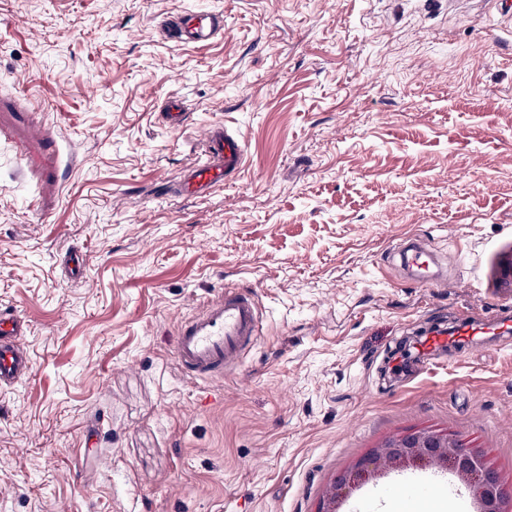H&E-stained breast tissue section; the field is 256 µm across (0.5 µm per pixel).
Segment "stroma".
Segmentation results:
<instances>
[{
  "instance_id": "35a3bbf8",
  "label": "stroma",
  "mask_w": 512,
  "mask_h": 512,
  "mask_svg": "<svg viewBox=\"0 0 512 512\" xmlns=\"http://www.w3.org/2000/svg\"><path fill=\"white\" fill-rule=\"evenodd\" d=\"M197 9L222 36L158 34ZM215 123L244 169L178 196ZM511 256L512 0H0V307L32 360L0 389V512H317L414 431L511 482L512 335L388 369L405 337L512 311ZM227 286L264 335L234 374L183 377L178 325ZM397 480L343 512H469L451 476L402 507ZM402 263L414 273L415 280L426 287L437 278L434 270L436 266V254L425 244L406 246L400 253Z\"/></svg>"
}]
</instances>
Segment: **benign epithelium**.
Instances as JSON below:
<instances>
[{
    "label": "benign epithelium",
    "instance_id": "benign-epithelium-1",
    "mask_svg": "<svg viewBox=\"0 0 512 512\" xmlns=\"http://www.w3.org/2000/svg\"><path fill=\"white\" fill-rule=\"evenodd\" d=\"M436 466L450 472L481 506V512H503L512 501V484L507 486L488 462L481 448L464 444L452 434L416 431L390 438L336 478L326 491L318 512H341L351 491L375 480L388 470Z\"/></svg>",
    "mask_w": 512,
    "mask_h": 512
}]
</instances>
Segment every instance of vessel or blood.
I'll list each match as a JSON object with an SVG mask.
<instances>
[{
    "label": "vessel or blood",
    "mask_w": 512,
    "mask_h": 512,
    "mask_svg": "<svg viewBox=\"0 0 512 512\" xmlns=\"http://www.w3.org/2000/svg\"><path fill=\"white\" fill-rule=\"evenodd\" d=\"M223 32L221 14L193 11L181 17L176 34L182 42L203 45ZM204 152L205 162L175 175L178 193L191 197L210 194L216 187L234 182L247 162L241 135L220 124L211 125L206 131ZM400 256L421 286L433 283L437 257L429 246L418 243L404 247ZM26 331L23 317L0 308V388L17 386L31 373L30 358L19 344ZM510 333V316L486 323L464 322L450 331H430L422 337L419 352L429 358L448 347L473 343L478 336ZM262 334V317L254 293L229 287L218 297L207 300L197 314L180 322L173 349L174 363L184 376L202 381L220 380L242 366Z\"/></svg>",
    "instance_id": "obj_1"
}]
</instances>
